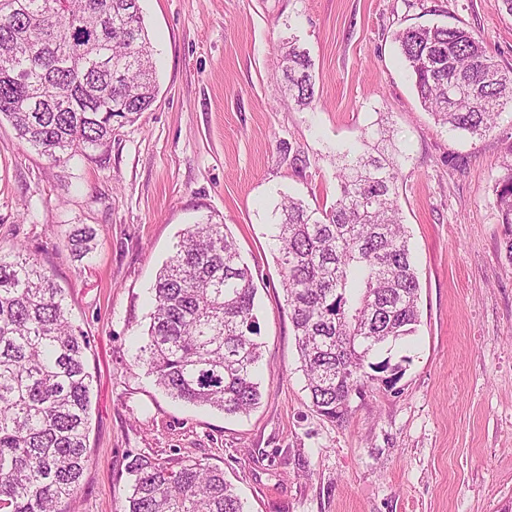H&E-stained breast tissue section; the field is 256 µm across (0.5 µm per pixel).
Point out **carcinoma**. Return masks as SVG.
<instances>
[{
    "mask_svg": "<svg viewBox=\"0 0 512 512\" xmlns=\"http://www.w3.org/2000/svg\"><path fill=\"white\" fill-rule=\"evenodd\" d=\"M140 0H0V117L53 162L112 140L116 123L157 94ZM421 105L451 131L481 137L512 108L502 71L464 26H410L395 36ZM306 51L280 54L287 104L315 98ZM399 151L389 121L339 154L328 210L289 196L275 240L312 407L342 421L353 393L396 386L385 348L416 332L420 284L398 201ZM509 229L512 159L494 187ZM94 231L68 234L82 259ZM137 361L172 397L226 414L259 404L260 332L253 274L222 224L188 227L151 289ZM90 339L68 317L62 289L18 247L0 255V512H59L87 465L93 378ZM124 512H244L224 471L140 455Z\"/></svg>",
    "mask_w": 512,
    "mask_h": 512,
    "instance_id": "1",
    "label": "carcinoma"
}]
</instances>
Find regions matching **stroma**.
<instances>
[{
  "label": "stroma",
  "instance_id": "obj_1",
  "mask_svg": "<svg viewBox=\"0 0 512 512\" xmlns=\"http://www.w3.org/2000/svg\"><path fill=\"white\" fill-rule=\"evenodd\" d=\"M159 92L107 144L54 163L0 122V251L19 246L64 289L91 339L89 463L62 512H121L134 455L220 468L245 512H512V263L493 186L512 112L471 138L437 126L394 37L458 24L512 69L495 0H141ZM310 57L315 107L284 104L277 49ZM387 115L420 323L394 389L353 395L346 420L306 389L278 263L282 196L327 209L337 153ZM223 225L250 266L262 399L244 415L170 397L136 360L150 289L184 230ZM97 232L76 259L66 236Z\"/></svg>",
  "mask_w": 512,
  "mask_h": 512
}]
</instances>
